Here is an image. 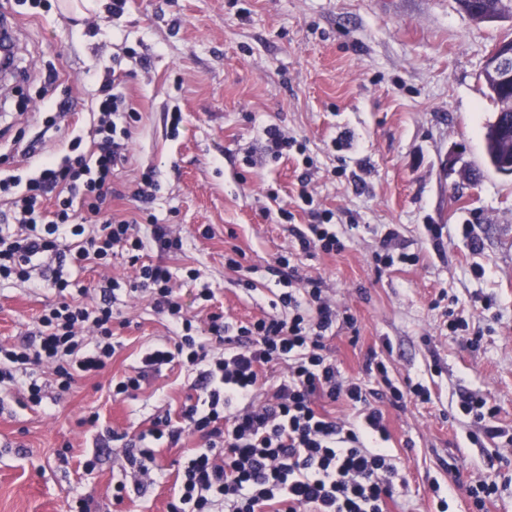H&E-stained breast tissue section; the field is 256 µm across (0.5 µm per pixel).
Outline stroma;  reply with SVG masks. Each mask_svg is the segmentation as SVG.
I'll list each match as a JSON object with an SVG mask.
<instances>
[{
  "mask_svg": "<svg viewBox=\"0 0 512 512\" xmlns=\"http://www.w3.org/2000/svg\"><path fill=\"white\" fill-rule=\"evenodd\" d=\"M7 8L18 48L15 76L0 92L1 168L20 167L16 143L60 146L65 133L45 130L43 99L84 123L100 77L122 73L141 120L131 160L114 178L113 210L138 216L131 187L140 169L155 168L161 190L151 212L185 240L165 259L175 289L191 311L238 323L274 313L284 287L270 269L295 240L270 208L286 205L293 222L308 223L299 197L308 192L333 211L344 237L338 253L293 259L357 319L328 340L340 370L363 377L373 351L396 382L431 391L430 402L411 396L403 408H383L387 446L409 471L397 512H429L435 481L452 489L453 512H472L466 487L481 477L500 485L488 512H512V453L500 440L474 439L479 425L461 409L463 395H483L499 409L493 425L512 426V176L486 159L495 107L480 79L492 46L512 39V16L478 23L457 0H128L119 16L112 0L74 14L33 16L18 0ZM176 106L184 120L174 133L167 114ZM269 124L306 150L249 165L245 152L260 147ZM391 230L394 252L416 260L381 269L374 256ZM234 247L245 254L240 272L224 267ZM191 268L202 273L197 281L187 278ZM205 287L214 293L208 302L199 296ZM56 299L46 288L0 283V340H20ZM115 307L121 346L106 372L63 394L49 389L44 408L17 390L0 400V512H67L88 492L96 512H167L178 463L197 440L162 450V477L142 498L122 442L102 450L98 438L133 435L177 413L196 376L175 366L135 397L113 398V379L134 373L147 346L171 336L147 299L122 290ZM450 308L468 323L455 336L444 329ZM89 412L100 416L96 427L80 422ZM93 457L96 468L85 472ZM118 481L129 498L116 506Z\"/></svg>",
  "mask_w": 512,
  "mask_h": 512,
  "instance_id": "35a3bbf8",
  "label": "stroma"
}]
</instances>
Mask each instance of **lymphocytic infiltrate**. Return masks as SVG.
Here are the masks:
<instances>
[{
  "instance_id": "lymphocytic-infiltrate-1",
  "label": "lymphocytic infiltrate",
  "mask_w": 512,
  "mask_h": 512,
  "mask_svg": "<svg viewBox=\"0 0 512 512\" xmlns=\"http://www.w3.org/2000/svg\"><path fill=\"white\" fill-rule=\"evenodd\" d=\"M138 119L123 81L105 79L86 134L74 136L66 153L26 147L27 174L0 172V199L10 217L0 224V281L45 285L59 296L20 342L0 343V386L21 384L27 401L39 405L46 396L39 371L49 370L66 391L110 365L121 284L108 279L90 306L66 298L71 283L64 270L106 268L122 251L136 268L131 291L150 297L172 338L148 347L139 370L113 385V396L135 395L167 365L204 367L195 401L178 418L151 422L125 448L129 465L148 484L160 447L177 446L187 433L198 438L176 473L169 512H390L407 472L385 448L390 433L371 401L399 408L409 395L430 400L429 390L418 382L397 385L374 357L365 378L345 377L327 341L336 324L355 319L325 295L321 279L300 277L287 255L277 259L293 283L279 297L287 316L266 314L243 325L213 312L206 332H198L164 262L182 250V237L151 213L129 220L112 211V177L130 160ZM311 216V224L291 229L299 251L343 250L332 211L315 209ZM281 365L286 371L279 376ZM321 399L360 413L352 421L330 416L319 409Z\"/></svg>"
}]
</instances>
